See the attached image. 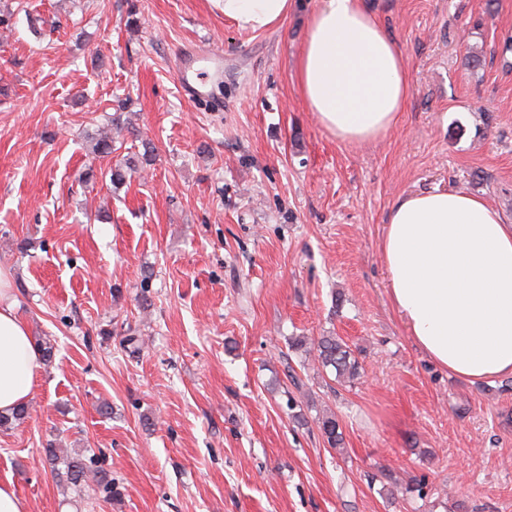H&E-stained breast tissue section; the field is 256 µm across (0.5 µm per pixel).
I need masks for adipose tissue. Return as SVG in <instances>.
I'll list each match as a JSON object with an SVG mask.
<instances>
[{
  "label": "adipose tissue",
  "instance_id": "1",
  "mask_svg": "<svg viewBox=\"0 0 512 512\" xmlns=\"http://www.w3.org/2000/svg\"><path fill=\"white\" fill-rule=\"evenodd\" d=\"M236 28L281 24L293 0H211ZM295 77L308 111L350 145L386 135L410 95L403 55L362 0H317ZM381 252L392 302L440 367L480 381L512 376V221L476 196L434 191L397 198ZM0 266V413L30 397L41 353L18 316Z\"/></svg>",
  "mask_w": 512,
  "mask_h": 512
}]
</instances>
